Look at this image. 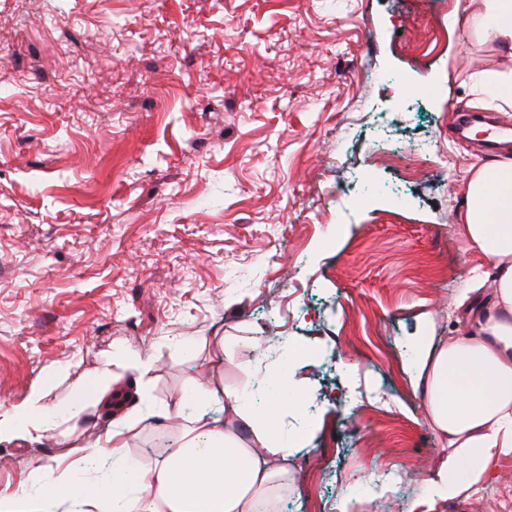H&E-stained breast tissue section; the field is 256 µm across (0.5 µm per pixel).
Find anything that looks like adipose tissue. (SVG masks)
<instances>
[{
    "mask_svg": "<svg viewBox=\"0 0 512 512\" xmlns=\"http://www.w3.org/2000/svg\"><path fill=\"white\" fill-rule=\"evenodd\" d=\"M462 14L483 38L512 55V0H463ZM459 193V230L491 268L476 272L473 287L460 295L461 335L440 344L417 339L410 369L425 385L428 423L448 453L427 481L428 495L410 512H433L436 501L481 482L493 457L512 455V155L471 166ZM218 396L224 399L220 419L190 412V402L182 398L175 411H162V418L184 420L182 445L169 459L133 477L119 466L106 486H89L80 494L68 488L75 472L69 465L50 489H0V512H257L286 475L281 460L307 448L311 437H282L286 414L279 399L262 413H249L237 394L221 395L201 383L194 401ZM89 398L104 409L114 407L110 368L77 382L70 400L50 410L65 419ZM45 410L41 392L33 391L24 403L0 413V440L21 433L41 438ZM137 432L136 423L123 421L105 438L87 441L86 453L120 462Z\"/></svg>",
    "mask_w": 512,
    "mask_h": 512,
    "instance_id": "ef3b65f1",
    "label": "adipose tissue"
}]
</instances>
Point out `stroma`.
Returning a JSON list of instances; mask_svg holds the SVG:
<instances>
[{
  "instance_id": "35a3bbf8",
  "label": "stroma",
  "mask_w": 512,
  "mask_h": 512,
  "mask_svg": "<svg viewBox=\"0 0 512 512\" xmlns=\"http://www.w3.org/2000/svg\"><path fill=\"white\" fill-rule=\"evenodd\" d=\"M431 3L0 0V406L111 364L150 466L174 450L149 422L194 379L261 408L275 346L301 345L287 423L319 427L277 512H409L447 453L411 344L460 333L456 190L512 150L456 133L466 112L512 127L472 90L512 57ZM112 423L89 402L70 448L55 425L0 442V489L48 488ZM444 506L512 512V456Z\"/></svg>"
}]
</instances>
